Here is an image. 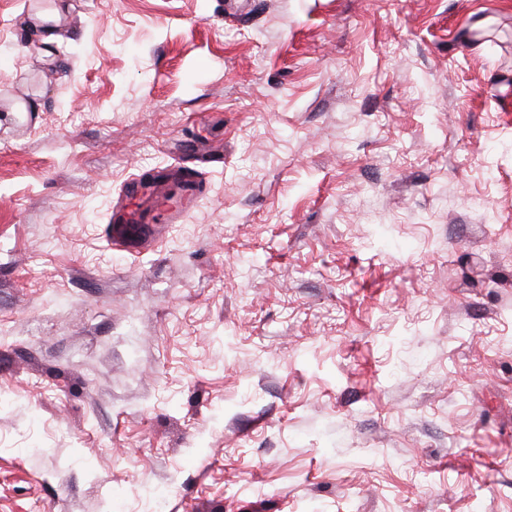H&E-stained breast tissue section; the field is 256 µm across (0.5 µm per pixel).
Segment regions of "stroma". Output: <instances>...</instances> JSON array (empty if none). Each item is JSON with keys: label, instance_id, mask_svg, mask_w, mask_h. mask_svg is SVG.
I'll return each instance as SVG.
<instances>
[{"label": "stroma", "instance_id": "stroma-1", "mask_svg": "<svg viewBox=\"0 0 512 512\" xmlns=\"http://www.w3.org/2000/svg\"><path fill=\"white\" fill-rule=\"evenodd\" d=\"M161 498L512 512V0H0V512ZM60 17L61 11L55 7L43 16L39 30H36L37 36L35 41L31 40L32 47L28 53L35 61L48 56L50 54V47L57 42L56 24H58ZM169 179L179 183L182 195L188 202L197 199V180L189 172H175L161 177L145 190H141L139 179L132 180L128 183L125 199L120 200L113 208L111 222L115 245L130 244L131 240L145 235L144 224H176L180 220L181 209L161 208Z\"/></svg>", "mask_w": 512, "mask_h": 512}]
</instances>
